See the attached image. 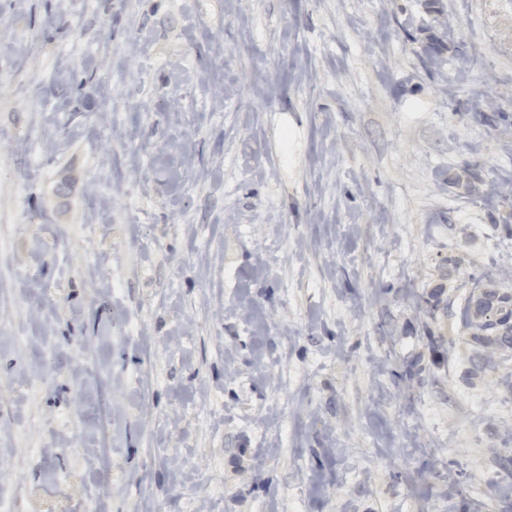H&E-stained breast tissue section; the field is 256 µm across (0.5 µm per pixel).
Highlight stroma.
I'll return each mask as SVG.
<instances>
[{"label":"stroma","instance_id":"stroma-1","mask_svg":"<svg viewBox=\"0 0 512 512\" xmlns=\"http://www.w3.org/2000/svg\"><path fill=\"white\" fill-rule=\"evenodd\" d=\"M1 168L24 512H512V0H0ZM477 288L473 290L472 296L475 292L476 297L489 296L494 304L475 311L470 302L465 308L463 321L472 330L473 340L482 345H512V292Z\"/></svg>","mask_w":512,"mask_h":512}]
</instances>
